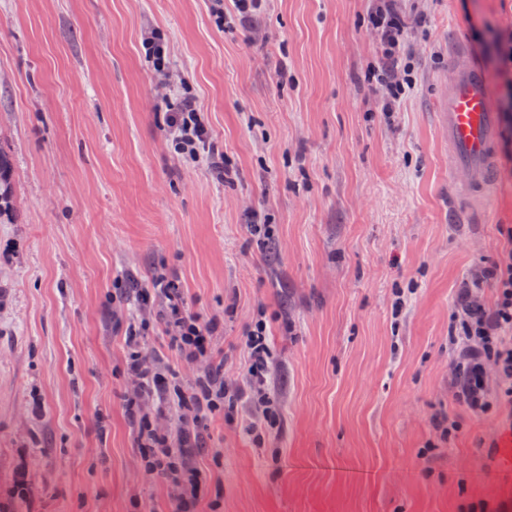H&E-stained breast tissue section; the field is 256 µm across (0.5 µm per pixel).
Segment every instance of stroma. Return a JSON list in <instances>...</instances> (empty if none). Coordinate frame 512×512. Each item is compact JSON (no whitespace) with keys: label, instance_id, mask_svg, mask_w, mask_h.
Returning a JSON list of instances; mask_svg holds the SVG:
<instances>
[{"label":"stroma","instance_id":"1","mask_svg":"<svg viewBox=\"0 0 512 512\" xmlns=\"http://www.w3.org/2000/svg\"><path fill=\"white\" fill-rule=\"evenodd\" d=\"M418 91L394 124L364 76L378 46L368 0H267L250 29L209 0H0V504L24 512H167L145 481L123 407L129 284L178 277L221 316L213 358L242 380L257 309L271 326L281 426L257 445L212 415L196 461L219 512H512L498 446L506 411L448 395L450 317L471 268L512 228V76L497 35L512 0H415ZM155 30L209 122L233 182L177 157L143 39ZM467 42L497 115L499 181L480 223L451 179L437 112ZM260 209L278 237L246 229ZM410 294L400 318L393 293ZM461 432L428 450L429 417ZM37 467H27L30 456ZM10 159L0 150V218L2 213L10 210L12 183L10 176Z\"/></svg>","mask_w":512,"mask_h":512}]
</instances>
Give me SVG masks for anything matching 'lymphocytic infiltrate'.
<instances>
[{
    "label": "lymphocytic infiltrate",
    "instance_id": "1",
    "mask_svg": "<svg viewBox=\"0 0 512 512\" xmlns=\"http://www.w3.org/2000/svg\"><path fill=\"white\" fill-rule=\"evenodd\" d=\"M424 13L408 8L406 0H370L368 24L379 47L375 65L366 75L386 122H393L403 100L417 91L415 63L409 50L412 34L425 27ZM165 136L173 151L232 181L234 171L213 141L208 123L193 97L174 90L163 100ZM508 244L492 265L475 269L459 288L450 326L453 399L479 415L493 407L512 409V230ZM496 290L493 306H485L480 290ZM162 327L171 349L187 363L206 361L191 393H184L174 369L143 354L140 336L148 320ZM125 326L124 370L133 386L124 395L127 415L139 426L136 439L142 474L160 480L172 491L171 512H196L207 493L211 474L192 463L209 417L225 413L250 435L261 437L278 418L271 396V361L267 324L256 319L242 340L248 358L243 383L226 380L223 364L211 362L217 317L190 310L166 269H158L147 287L137 292L122 319ZM176 410L179 423L160 428L151 411Z\"/></svg>",
    "mask_w": 512,
    "mask_h": 512
}]
</instances>
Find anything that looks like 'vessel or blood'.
<instances>
[{
    "instance_id": "vessel-or-blood-1",
    "label": "vessel or blood",
    "mask_w": 512,
    "mask_h": 512,
    "mask_svg": "<svg viewBox=\"0 0 512 512\" xmlns=\"http://www.w3.org/2000/svg\"><path fill=\"white\" fill-rule=\"evenodd\" d=\"M448 128L454 167L466 173L469 192L486 193L499 178L496 115L476 60L462 62L454 89L440 112Z\"/></svg>"
}]
</instances>
